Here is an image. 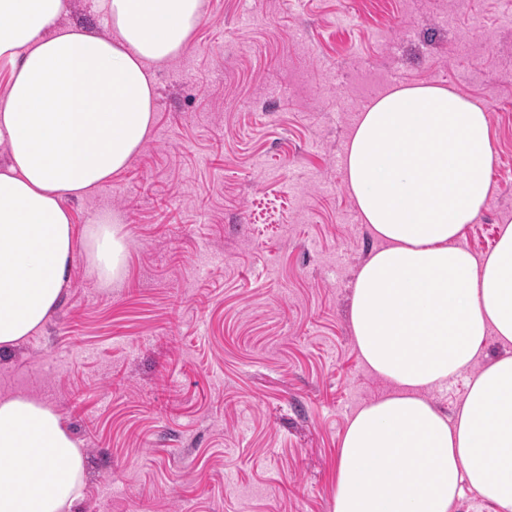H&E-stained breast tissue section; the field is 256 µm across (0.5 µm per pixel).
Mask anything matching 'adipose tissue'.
Returning <instances> with one entry per match:
<instances>
[{"label":"adipose tissue","mask_w":512,"mask_h":512,"mask_svg":"<svg viewBox=\"0 0 512 512\" xmlns=\"http://www.w3.org/2000/svg\"><path fill=\"white\" fill-rule=\"evenodd\" d=\"M204 0H95L114 38L63 26L64 0H0V349L41 329L74 253L69 197L92 194L149 139L153 65L179 56ZM483 103L426 84L395 89L357 118L340 164L378 246L352 285L355 349L392 385L349 418L333 512H452L465 491L512 512V224L493 248L463 243L491 195ZM112 215L91 247L113 271ZM495 336L502 354L484 358ZM469 373L453 416L427 397ZM84 453L33 397L0 398V512H72Z\"/></svg>","instance_id":"adipose-tissue-1"}]
</instances>
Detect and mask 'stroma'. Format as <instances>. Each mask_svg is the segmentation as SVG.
Instances as JSON below:
<instances>
[{"instance_id":"1","label":"stroma","mask_w":512,"mask_h":512,"mask_svg":"<svg viewBox=\"0 0 512 512\" xmlns=\"http://www.w3.org/2000/svg\"><path fill=\"white\" fill-rule=\"evenodd\" d=\"M149 140L77 230L118 213L117 275L78 240L44 328L0 352V396L58 412L85 452L75 512H332L339 438L390 384L359 358L354 274L376 242L337 159L368 101L435 84L483 102L512 222V22L501 0H205L158 65Z\"/></svg>"}]
</instances>
